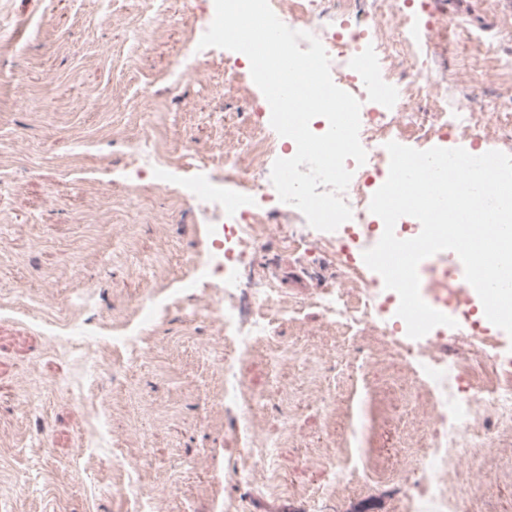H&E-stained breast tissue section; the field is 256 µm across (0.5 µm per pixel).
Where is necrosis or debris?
<instances>
[{"instance_id": "4bbe7bcc", "label": "necrosis or debris", "mask_w": 512, "mask_h": 512, "mask_svg": "<svg viewBox=\"0 0 512 512\" xmlns=\"http://www.w3.org/2000/svg\"><path fill=\"white\" fill-rule=\"evenodd\" d=\"M373 2V10L365 11L358 0H334L330 6L324 0H269L285 25L309 32L321 42L335 82H353L359 91V140L367 159L361 165L352 159L345 163L352 179L342 197L352 218L341 225L344 233L372 227L366 216L368 189L372 177L389 168L388 142L429 141L446 135L463 142L482 139L512 148V119L501 118L496 112L472 111L465 99L455 110L442 109L431 113L428 120L420 119L413 110L414 100L437 93L426 74L427 49L441 42L445 29L432 22L423 34H416L406 0ZM393 23L400 30L395 41L386 36L388 25ZM277 149L274 140L261 134L225 149L224 163L236 176V194L228 196L205 184L192 190L206 222L216 234L231 233L244 254L261 248L274 232L277 212L289 209L283 202L274 211L251 205L253 199L275 192L270 179L257 180L251 173L263 169ZM310 238L332 244L336 266L334 281L313 297V304L349 327L386 338L390 351L423 373L432 394L422 424L423 433L434 438L432 453L419 478L405 487V512H457L458 494L466 488L471 491L469 512H489L487 502L473 489L474 481L463 459L454 453L458 445L456 421L473 419L469 447L502 450L512 445V358L492 353L488 337L474 329L461 333L460 347L451 361L437 349L444 327H435L433 335L419 339L395 335L380 316L381 291L376 281L359 276L347 250L334 244L333 233L315 229L310 236H295L294 241L302 245ZM223 288L224 302L218 315L241 352L250 350L258 337L270 335L274 315L294 309L268 282L257 280L253 283L255 311L246 321L239 314L242 283L236 268L225 267ZM476 360L483 361L482 371H474L472 363Z\"/></svg>"}]
</instances>
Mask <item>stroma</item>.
Here are the masks:
<instances>
[{"instance_id": "stroma-1", "label": "stroma", "mask_w": 512, "mask_h": 512, "mask_svg": "<svg viewBox=\"0 0 512 512\" xmlns=\"http://www.w3.org/2000/svg\"><path fill=\"white\" fill-rule=\"evenodd\" d=\"M454 27L434 50L448 106L497 111L512 94V0H431ZM212 0H0V512H397L401 470L423 462L430 398L379 340L329 320L311 299L336 268L287 240L243 274L270 280L300 310L237 354L253 400L252 442L224 406L219 289L183 291L211 247L186 186L224 181L225 141L269 123L249 64L226 82L229 52L202 49L179 96L164 80ZM479 70L486 90L460 75ZM163 127L179 156L165 186L134 142ZM50 155L34 171L16 161ZM161 314L149 349L101 358L128 334L135 299ZM283 354L272 363L269 345ZM329 402H322V395ZM363 424L360 437L351 430ZM145 458L140 472L117 467ZM475 477L491 512H512V453L483 455ZM349 476L338 485V473Z\"/></svg>"}]
</instances>
